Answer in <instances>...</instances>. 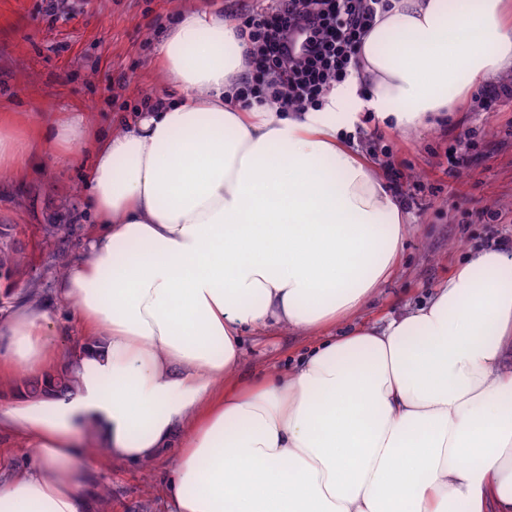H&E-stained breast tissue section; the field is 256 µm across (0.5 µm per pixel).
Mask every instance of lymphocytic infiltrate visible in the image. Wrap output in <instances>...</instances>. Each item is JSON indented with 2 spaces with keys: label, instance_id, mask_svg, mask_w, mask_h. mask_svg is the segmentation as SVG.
<instances>
[{
  "label": "lymphocytic infiltrate",
  "instance_id": "1",
  "mask_svg": "<svg viewBox=\"0 0 512 512\" xmlns=\"http://www.w3.org/2000/svg\"><path fill=\"white\" fill-rule=\"evenodd\" d=\"M391 7L392 0H273L270 8L248 14L242 33L252 68L237 90L239 107L269 103L290 112L321 106L351 77L377 15ZM299 32L307 48L295 55L290 43Z\"/></svg>",
  "mask_w": 512,
  "mask_h": 512
}]
</instances>
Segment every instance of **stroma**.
<instances>
[{"instance_id": "1", "label": "stroma", "mask_w": 512, "mask_h": 512, "mask_svg": "<svg viewBox=\"0 0 512 512\" xmlns=\"http://www.w3.org/2000/svg\"><path fill=\"white\" fill-rule=\"evenodd\" d=\"M268 0H0V106L19 127L48 121L58 112L83 111L86 121L110 132L115 113L131 111L144 95H156L162 75L156 45L177 13L204 6L242 13ZM477 92L467 111L449 112L424 130L379 127L362 116L350 146L377 171L393 165L414 203L396 268L360 315L379 323L426 303L449 273L479 247H512V99L483 108ZM459 143L468 164L449 176L446 152ZM78 166L56 169L29 160L23 177H0V224H16L27 240L31 268L51 299L56 254L69 263L86 257L90 230L79 200ZM497 219H490L489 211ZM61 230L44 240L49 214ZM316 339L285 328L245 332L235 379L244 384L276 370L288 373ZM104 445L86 432L78 463L87 475L92 512H167L164 482L177 449L151 464L102 461Z\"/></svg>"}]
</instances>
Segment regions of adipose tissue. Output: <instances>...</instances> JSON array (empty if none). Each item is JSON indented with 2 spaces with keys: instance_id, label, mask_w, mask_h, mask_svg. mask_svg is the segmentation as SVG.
<instances>
[{
  "instance_id": "obj_1",
  "label": "adipose tissue",
  "mask_w": 512,
  "mask_h": 512,
  "mask_svg": "<svg viewBox=\"0 0 512 512\" xmlns=\"http://www.w3.org/2000/svg\"><path fill=\"white\" fill-rule=\"evenodd\" d=\"M156 54L167 97L108 134L77 111L30 131L0 114V168L82 163L94 226L54 288L85 336L78 390L0 410L34 450L0 472V512H87L85 426L111 462L179 446L171 512H512V250L475 249L427 304L357 322L408 216L334 122L416 130L512 71V0H393L304 112L234 104L230 13L181 10ZM270 325L322 339L288 375L232 383L242 334ZM58 334L50 302L15 298L0 381L51 375Z\"/></svg>"
}]
</instances>
